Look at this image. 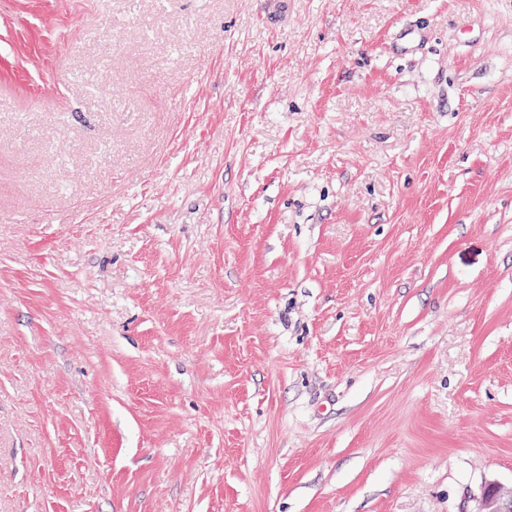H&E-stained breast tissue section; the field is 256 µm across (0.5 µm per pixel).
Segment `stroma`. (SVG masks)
<instances>
[{
	"instance_id": "obj_1",
	"label": "stroma",
	"mask_w": 512,
	"mask_h": 512,
	"mask_svg": "<svg viewBox=\"0 0 512 512\" xmlns=\"http://www.w3.org/2000/svg\"><path fill=\"white\" fill-rule=\"evenodd\" d=\"M490 481L512 0H0V512H474Z\"/></svg>"
}]
</instances>
